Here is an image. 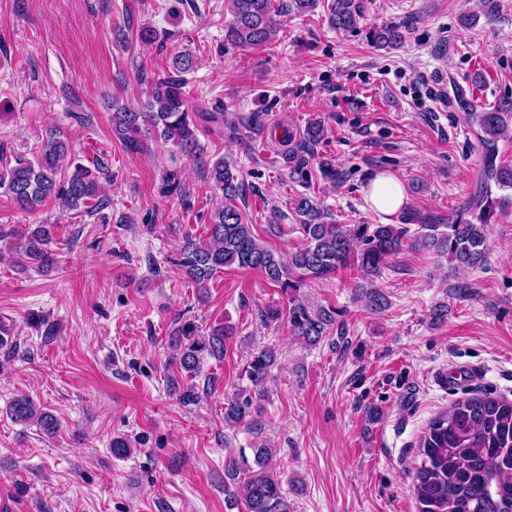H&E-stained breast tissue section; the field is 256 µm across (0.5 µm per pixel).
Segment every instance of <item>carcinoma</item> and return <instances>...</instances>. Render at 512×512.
<instances>
[{
    "mask_svg": "<svg viewBox=\"0 0 512 512\" xmlns=\"http://www.w3.org/2000/svg\"><path fill=\"white\" fill-rule=\"evenodd\" d=\"M232 19L225 29V40L241 47H261L277 36L275 16L282 12L298 15L313 11L318 0H226ZM360 6L355 0H331L330 26L338 31L358 28ZM377 45L402 42V25L391 24L370 32ZM468 118L480 130L481 169L479 187L469 201L471 219H453L446 224L421 218V232L409 235L405 224H335L325 220L318 200L302 196L295 201L304 243L284 259L255 234L244 220L236 201L241 183L229 165L219 158L208 166L211 188L223 203L210 216L209 236H186L174 263L196 288L204 290L209 281L226 268L257 270L280 288L288 300V311L270 310L263 314L272 322L286 315L294 335L316 342L328 333L334 318L322 311L313 313L297 295L308 279H330L355 262L367 275L379 274L388 259L404 246L427 250L448 259L450 268H477L490 252V224L493 215L491 185L512 188V167L497 163V143L506 133L508 113L466 104ZM112 129L133 151L144 148L143 137L150 135L170 143L186 155L199 150L198 124L190 112L183 80L168 77L157 81L147 102L140 109L117 106L111 116ZM325 139V127L309 123L303 141L288 144L283 154L288 169L301 175L313 160L312 146ZM98 168L90 169L75 161L64 134L49 130L33 159L20 157L15 165L0 173V189L22 209L35 210L48 200L68 209L96 212L108 206L109 197L99 180ZM54 236L49 224L27 229L11 247L26 258V267L48 268L54 264ZM232 330L219 323L203 329L190 319L175 321L170 337L172 359L177 372L185 374L168 381L170 391L185 405L201 399L193 379L201 376L206 359L224 360L226 340ZM276 350L270 346L254 349L246 359L244 373L254 388L250 397L232 396L224 400V424H252L260 413L259 401L276 364ZM190 381H185V378ZM13 420L32 423L52 434L56 418L27 396L9 404ZM224 461V501L229 508L245 504L246 512H291L279 477L268 468L272 449L262 443ZM420 462L413 474V495L419 512H512V401L490 392H475L458 400L436 415L418 442Z\"/></svg>",
    "mask_w": 512,
    "mask_h": 512,
    "instance_id": "carcinoma-1",
    "label": "carcinoma"
}]
</instances>
